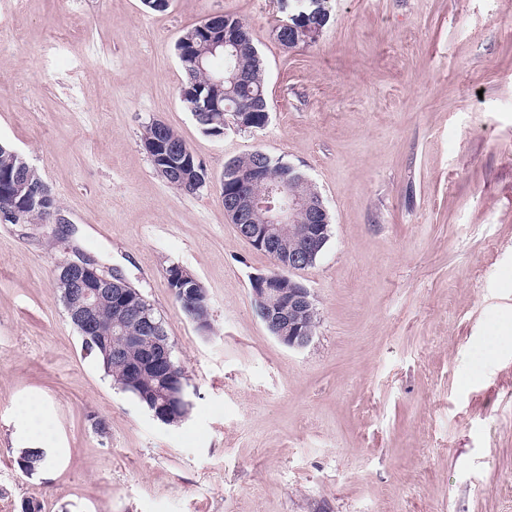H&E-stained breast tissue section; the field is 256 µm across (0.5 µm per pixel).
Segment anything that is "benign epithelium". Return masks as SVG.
Segmentation results:
<instances>
[{
    "instance_id": "obj_1",
    "label": "benign epithelium",
    "mask_w": 512,
    "mask_h": 512,
    "mask_svg": "<svg viewBox=\"0 0 512 512\" xmlns=\"http://www.w3.org/2000/svg\"><path fill=\"white\" fill-rule=\"evenodd\" d=\"M298 12L281 23L288 33V48L306 46L319 39L322 27L317 22L321 13L320 0H296ZM224 44L239 48L243 44V29L236 23L224 21ZM165 123L154 120L146 126L143 136L145 149L160 158L159 174L167 183L182 189L189 182L183 171L184 148L165 137ZM226 181L234 184V191L224 196V213L237 231L245 232L247 239L259 251L267 252L275 265L288 270V287H276L278 276L257 274L253 276L256 288L252 294L258 300L257 311L266 329L284 345L300 349L308 346L313 332L305 327L307 318L316 314L313 295L291 273L309 267L329 240L330 218L321 195H302L297 186L310 181L294 166L288 174L277 179L278 197L255 185L266 177L261 156L246 169H224ZM14 189L30 200L41 199L46 192L42 182H32L27 164L19 160L15 170ZM262 216L264 223L255 224V216ZM294 226L301 228L298 247H288L287 237ZM54 288L62 292L67 316L80 333L84 348L99 347L112 362L125 368L126 384L135 387L143 374L153 372L164 382L152 416L167 423L163 407H173L186 402V389L174 363L175 345L164 326L151 317L149 302L124 277L106 274L96 262L82 258L66 259L54 269ZM115 314L118 336L98 335V314L103 306ZM145 345L137 361L127 359L131 347Z\"/></svg>"
}]
</instances>
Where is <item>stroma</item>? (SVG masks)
Segmentation results:
<instances>
[{"instance_id":"stroma-1","label":"stroma","mask_w":512,"mask_h":512,"mask_svg":"<svg viewBox=\"0 0 512 512\" xmlns=\"http://www.w3.org/2000/svg\"><path fill=\"white\" fill-rule=\"evenodd\" d=\"M0 0V141L37 168L75 232L0 224V512H512V0H331L319 40L275 37L295 0ZM244 21L269 121L205 133L178 39ZM207 169L172 188L153 120ZM260 150L312 180L331 217L312 342L270 335L250 279L273 269L219 194ZM81 252L163 318L191 408L165 425L84 355L53 286ZM203 285L210 328L166 270ZM47 462H19L34 441ZM178 266H170L167 270H166V274H167V279H168V283H169V286L171 288V285L174 283L175 285L171 288L172 290V293L173 295H179L180 297H186L187 295H191L193 294V291L194 289H201V288H204L202 286V284L200 283V281L196 280L194 275H192L190 272H188L187 270H185L184 268H181L180 269V277L178 280H173L172 281V277L174 274H176L177 270H178ZM186 280H188V285H191V288H183L184 284L186 282ZM191 280L193 281H197L195 284H192Z\"/></svg>"}]
</instances>
